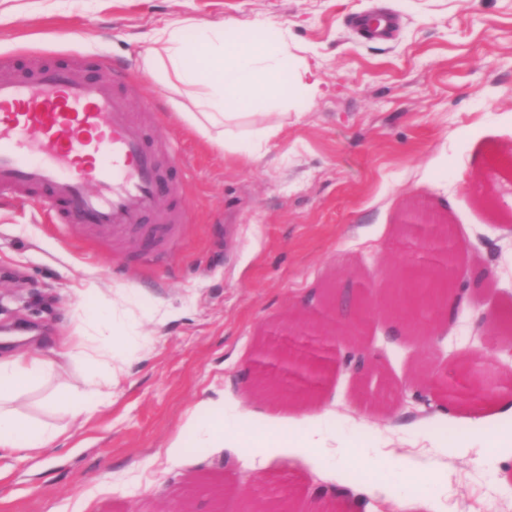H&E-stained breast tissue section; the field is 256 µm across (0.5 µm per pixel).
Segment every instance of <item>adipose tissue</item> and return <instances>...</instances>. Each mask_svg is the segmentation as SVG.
<instances>
[{
  "label": "adipose tissue",
  "mask_w": 512,
  "mask_h": 512,
  "mask_svg": "<svg viewBox=\"0 0 512 512\" xmlns=\"http://www.w3.org/2000/svg\"><path fill=\"white\" fill-rule=\"evenodd\" d=\"M144 63L161 82H177L193 89L197 109L183 113L191 128L230 153L242 150V136L230 126L247 108L294 107L300 97L321 94L322 80L288 42L286 29L266 22H243L230 28H197L189 19H174L155 32ZM78 316L89 319L85 374L81 385L66 387L61 398L73 417L108 399L107 385L121 343L112 334V313L88 314L78 305ZM54 367L38 357L0 358V452L29 458L54 441L57 430L46 423L23 418L13 403L25 390L38 386ZM468 440L445 437L435 446L438 454L472 452L475 460L486 454L483 442L512 446V406L482 402L467 417ZM331 432L324 415L304 413L288 419L284 429H272L275 447L321 448Z\"/></svg>",
  "instance_id": "ef3b65f1"
}]
</instances>
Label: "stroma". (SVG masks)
<instances>
[{
    "label": "stroma",
    "instance_id": "35a3bbf8",
    "mask_svg": "<svg viewBox=\"0 0 512 512\" xmlns=\"http://www.w3.org/2000/svg\"><path fill=\"white\" fill-rule=\"evenodd\" d=\"M379 10L397 27L385 41L361 38L354 16ZM176 17L224 26L267 21L288 31L323 93L281 118L258 158L212 145L181 118L189 89L157 81L142 56ZM83 63L111 80L133 111L152 112L149 132L179 159L171 174L188 207L171 251L138 237L50 224L35 202L0 197V327L26 323L27 345L78 348L87 322L74 312L119 301L120 370L109 399L72 418L54 392L81 382L83 357L17 404L57 427L42 454L0 457V512H243L248 499L287 496L293 512H512V449L481 462L435 457L434 439L461 432L466 405L448 400L439 377L462 371L512 403V0H0V56ZM445 222L462 241L459 270L494 273L462 301L442 298L437 324L409 332L411 316L376 306L364 339L370 368L329 367L313 398L273 400L252 388L259 333L289 311L321 313L313 300L332 275L355 272L382 295L397 228L411 213ZM499 332L481 338L486 317ZM224 404L233 422L220 448L186 438L166 449L196 405ZM315 403L334 412L336 436L382 456L398 484L408 460L426 463L420 500L402 506L360 496L349 468L346 493H329V458L272 457L252 468L236 429L265 447L268 416Z\"/></svg>",
    "mask_w": 512,
    "mask_h": 512
}]
</instances>
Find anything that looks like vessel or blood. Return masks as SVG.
<instances>
[{
    "mask_svg": "<svg viewBox=\"0 0 512 512\" xmlns=\"http://www.w3.org/2000/svg\"><path fill=\"white\" fill-rule=\"evenodd\" d=\"M166 161L112 84L65 63L0 68V192L46 203L63 225L167 244L184 211L169 205L180 190ZM153 212L164 226L145 224Z\"/></svg>",
    "mask_w": 512,
    "mask_h": 512,
    "instance_id": "vessel-or-blood-1",
    "label": "vessel or blood"
}]
</instances>
